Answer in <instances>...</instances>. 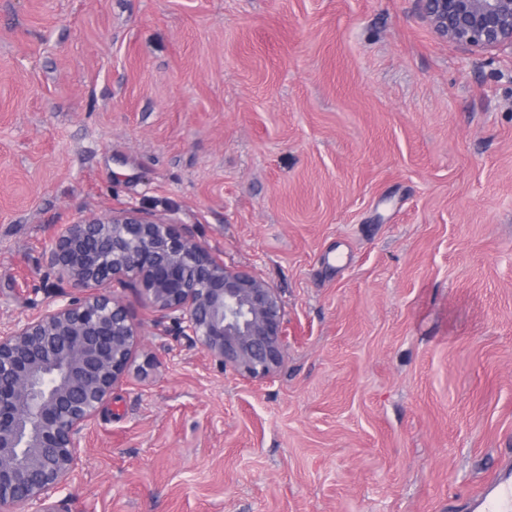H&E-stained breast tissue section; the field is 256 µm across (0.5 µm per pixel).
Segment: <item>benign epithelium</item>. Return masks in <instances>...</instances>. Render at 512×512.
Here are the masks:
<instances>
[{"label":"benign epithelium","mask_w":512,"mask_h":512,"mask_svg":"<svg viewBox=\"0 0 512 512\" xmlns=\"http://www.w3.org/2000/svg\"><path fill=\"white\" fill-rule=\"evenodd\" d=\"M442 40L512 55V0H420ZM71 288L36 317L0 330V512H58L83 431L126 381L142 345L115 286L152 310L151 326L199 345L246 382L269 379L287 350L283 301L253 271L224 264L186 224L114 209L64 224L42 254Z\"/></svg>","instance_id":"benign-epithelium-1"}]
</instances>
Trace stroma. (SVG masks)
<instances>
[{
	"mask_svg": "<svg viewBox=\"0 0 512 512\" xmlns=\"http://www.w3.org/2000/svg\"><path fill=\"white\" fill-rule=\"evenodd\" d=\"M146 207L278 288L245 382L144 338L60 512H468L512 460V56L417 0H0V330Z\"/></svg>",
	"mask_w": 512,
	"mask_h": 512,
	"instance_id": "stroma-1",
	"label": "stroma"
}]
</instances>
